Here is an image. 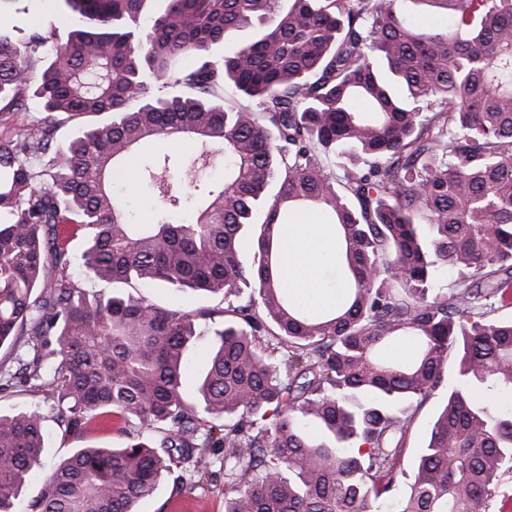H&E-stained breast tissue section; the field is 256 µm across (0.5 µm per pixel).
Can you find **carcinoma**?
<instances>
[{
  "instance_id": "obj_1",
  "label": "carcinoma",
  "mask_w": 512,
  "mask_h": 512,
  "mask_svg": "<svg viewBox=\"0 0 512 512\" xmlns=\"http://www.w3.org/2000/svg\"><path fill=\"white\" fill-rule=\"evenodd\" d=\"M405 2L64 0L67 35H0V112L40 105L0 141V392L44 391L78 436L137 423L72 449L29 512H134L179 464L206 470V448L224 449V512H488L512 471V411L492 399L512 394V320L495 317L512 305V0H412L450 14L443 29ZM243 27L253 39L214 57ZM159 80L172 93L149 96ZM137 156L152 224L115 190ZM306 210L327 217L341 280L319 315L280 275V228ZM84 280L221 294L224 310ZM203 332L190 403L184 355ZM451 350L456 386L403 492L400 403L445 386ZM43 420L0 412V512L41 465Z\"/></svg>"
}]
</instances>
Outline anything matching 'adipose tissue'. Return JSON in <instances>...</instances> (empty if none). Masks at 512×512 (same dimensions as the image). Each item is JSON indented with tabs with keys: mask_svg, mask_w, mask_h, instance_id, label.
I'll return each mask as SVG.
<instances>
[{
	"mask_svg": "<svg viewBox=\"0 0 512 512\" xmlns=\"http://www.w3.org/2000/svg\"><path fill=\"white\" fill-rule=\"evenodd\" d=\"M335 258L336 250L328 227L316 223L314 217L285 225L282 277L290 292L301 302L323 308L334 303V294L323 288L317 272L321 264Z\"/></svg>",
	"mask_w": 512,
	"mask_h": 512,
	"instance_id": "ef3b65f1",
	"label": "adipose tissue"
}]
</instances>
